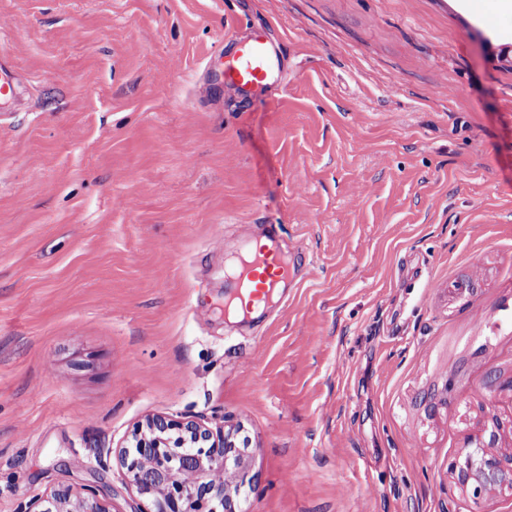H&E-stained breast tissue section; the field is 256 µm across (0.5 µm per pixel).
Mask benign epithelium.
<instances>
[{
  "mask_svg": "<svg viewBox=\"0 0 512 512\" xmlns=\"http://www.w3.org/2000/svg\"><path fill=\"white\" fill-rule=\"evenodd\" d=\"M240 428L213 431L194 417L149 416L118 451L129 484L139 495L134 512H241L240 484L229 475L244 467L237 445ZM498 429L469 437L452 466L457 482L479 498L496 489L512 491V455L494 451ZM20 512H111L95 485L72 495L55 490L50 499L32 496Z\"/></svg>",
  "mask_w": 512,
  "mask_h": 512,
  "instance_id": "1",
  "label": "benign epithelium"
}]
</instances>
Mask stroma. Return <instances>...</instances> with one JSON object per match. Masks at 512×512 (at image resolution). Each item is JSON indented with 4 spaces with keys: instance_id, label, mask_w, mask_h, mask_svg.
Masks as SVG:
<instances>
[{
    "instance_id": "obj_1",
    "label": "stroma",
    "mask_w": 512,
    "mask_h": 512,
    "mask_svg": "<svg viewBox=\"0 0 512 512\" xmlns=\"http://www.w3.org/2000/svg\"><path fill=\"white\" fill-rule=\"evenodd\" d=\"M283 72L214 84L248 29ZM0 512L152 414L239 423L244 512H512V13L497 0H0ZM279 228L285 304L224 318ZM496 383L486 387V377ZM434 395L428 408L425 395ZM20 78L14 72V66L11 59L1 55L0 59V105L13 100L18 91V81ZM497 439V428L468 437L452 466L457 482L474 498L496 489L512 491V455L503 457L493 450Z\"/></svg>"
}]
</instances>
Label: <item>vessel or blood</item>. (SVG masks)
Masks as SVG:
<instances>
[{
    "label": "vessel or blood",
    "mask_w": 512,
    "mask_h": 512,
    "mask_svg": "<svg viewBox=\"0 0 512 512\" xmlns=\"http://www.w3.org/2000/svg\"><path fill=\"white\" fill-rule=\"evenodd\" d=\"M278 68L268 41L253 34L237 41L234 52L224 65L223 75L230 83L244 88H262L269 84ZM18 91V77L9 57L0 58V105L13 100ZM290 273V263L274 246L251 251L225 284L228 303L254 305L277 293Z\"/></svg>",
    "instance_id": "1"
}]
</instances>
